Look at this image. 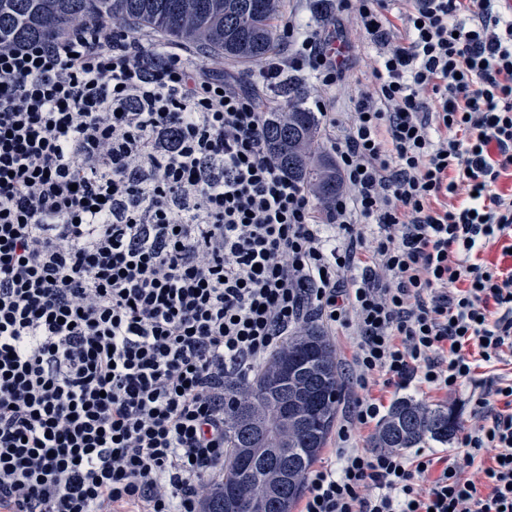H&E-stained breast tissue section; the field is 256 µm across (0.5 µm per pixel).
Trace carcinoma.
Wrapping results in <instances>:
<instances>
[{
    "mask_svg": "<svg viewBox=\"0 0 512 512\" xmlns=\"http://www.w3.org/2000/svg\"><path fill=\"white\" fill-rule=\"evenodd\" d=\"M281 0H0V40H26L66 27L76 16L152 30L176 45L244 62L268 59L279 46ZM285 104L265 115L266 149L288 176L329 207L343 188L336 161L319 146L320 120L303 106L296 78L282 88ZM343 380L328 337L302 327L257 376L224 406L231 448L224 478L213 483L202 512H292L305 477L336 421ZM450 411L411 399L394 402L376 448H415L451 441Z\"/></svg>",
    "mask_w": 512,
    "mask_h": 512,
    "instance_id": "obj_1",
    "label": "carcinoma"
}]
</instances>
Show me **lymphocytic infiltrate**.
<instances>
[{"label":"lymphocytic infiltrate","mask_w":512,"mask_h":512,"mask_svg":"<svg viewBox=\"0 0 512 512\" xmlns=\"http://www.w3.org/2000/svg\"><path fill=\"white\" fill-rule=\"evenodd\" d=\"M336 9L383 51L323 215L264 139L284 70L341 78L322 30L289 19L292 51L243 77L82 17L0 42V512H201L225 390L315 321L354 329L359 383L470 386L472 422L441 456L340 427L300 512H512V266L483 258L512 240V19Z\"/></svg>","instance_id":"f902f5d3"}]
</instances>
